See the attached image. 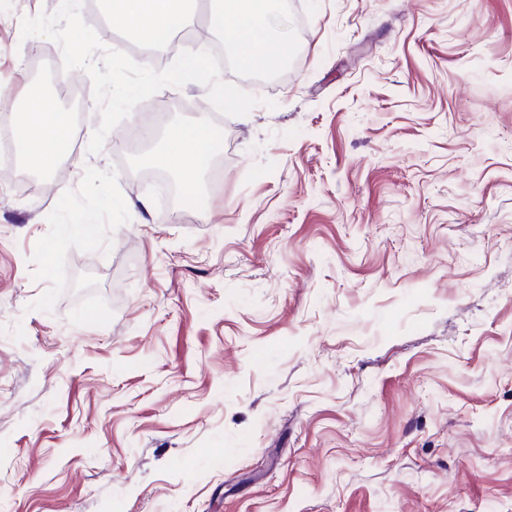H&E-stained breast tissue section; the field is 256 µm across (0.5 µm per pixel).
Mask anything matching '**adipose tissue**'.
I'll list each match as a JSON object with an SVG mask.
<instances>
[{
  "instance_id": "adipose-tissue-1",
  "label": "adipose tissue",
  "mask_w": 512,
  "mask_h": 512,
  "mask_svg": "<svg viewBox=\"0 0 512 512\" xmlns=\"http://www.w3.org/2000/svg\"><path fill=\"white\" fill-rule=\"evenodd\" d=\"M275 0H212L209 23L226 44L247 48L240 62L247 68L272 70L284 59V41L270 24ZM194 16L192 0H113L112 18L139 40L158 48L174 37L175 23H189ZM17 134L25 166L47 170L68 148V113L34 84H27L22 107L16 110ZM212 146L207 122L198 119L176 125L165 137L161 154L150 156L153 164L173 169L186 199H200Z\"/></svg>"
}]
</instances>
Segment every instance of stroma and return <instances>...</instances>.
I'll return each instance as SVG.
<instances>
[{
  "label": "stroma",
  "mask_w": 512,
  "mask_h": 512,
  "mask_svg": "<svg viewBox=\"0 0 512 512\" xmlns=\"http://www.w3.org/2000/svg\"><path fill=\"white\" fill-rule=\"evenodd\" d=\"M59 4L0 0L12 98ZM277 15L283 67L220 74L247 116L167 87L46 172L0 137V512H512V0ZM199 115L160 202L140 129ZM211 146V130L207 122L197 119L187 124H178L165 136L162 153L151 155L147 160L173 169L179 183L163 169L145 170L167 181L174 190L176 200L181 197L180 186L183 198L199 200Z\"/></svg>",
  "instance_id": "1"
}]
</instances>
